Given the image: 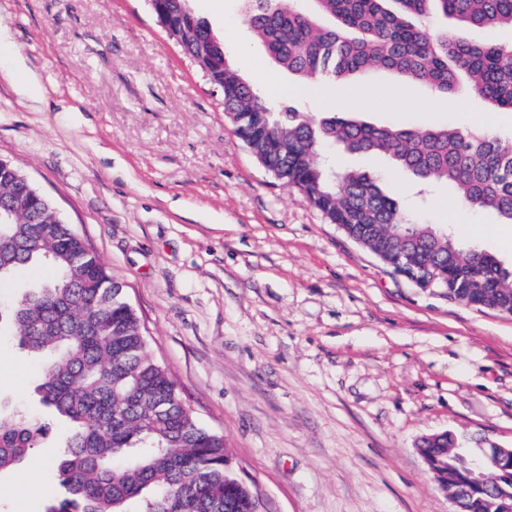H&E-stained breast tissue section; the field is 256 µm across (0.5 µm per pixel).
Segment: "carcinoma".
I'll list each match as a JSON object with an SVG mask.
<instances>
[{
  "label": "carcinoma",
  "mask_w": 512,
  "mask_h": 512,
  "mask_svg": "<svg viewBox=\"0 0 512 512\" xmlns=\"http://www.w3.org/2000/svg\"><path fill=\"white\" fill-rule=\"evenodd\" d=\"M181 2L156 0V10L181 37L182 52L207 63L236 135L275 179L302 191L366 249L451 274L438 280L448 300L512 311V266L437 224L407 219L373 176L338 171L325 155L330 147L384 154L420 185L451 187L462 209L491 211L512 224V135L485 126L375 125L303 113L290 102L273 106L231 66L223 40ZM242 2L266 55L308 87L378 70L436 95L464 89L493 110L512 112V40L476 42L430 28L433 19H450L461 32L512 29V0H312L310 12L295 0ZM0 202L12 210L0 224V282L21 269L49 271L0 306L18 345L42 361L40 402L70 424L55 465L65 496L47 512H255L224 464V437L198 423L166 369L147 354L123 285L7 162L0 165ZM48 431L47 422L0 409V471L23 461ZM419 452L452 463L480 449L460 448L446 433ZM443 489L461 498L464 512H499L498 496L512 497V471L492 472L473 488L452 470Z\"/></svg>",
  "instance_id": "cac0c4a2"
}]
</instances>
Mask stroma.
I'll list each match as a JSON object with an SVG mask.
<instances>
[{"label": "stroma", "instance_id": "obj_1", "mask_svg": "<svg viewBox=\"0 0 512 512\" xmlns=\"http://www.w3.org/2000/svg\"><path fill=\"white\" fill-rule=\"evenodd\" d=\"M262 96L379 125L512 133V112L368 72L314 92L266 56L241 0H189ZM0 159L47 195L120 280L197 421L223 435L263 512H454L418 447L512 448V316L451 302L382 264L284 187L235 135L223 95L168 38L146 0H0ZM360 82V83H361ZM361 168L434 224L512 263V224L429 205L376 155ZM41 366L0 335V403L48 417ZM66 435L0 472V512H47ZM43 484L50 495H22Z\"/></svg>", "mask_w": 512, "mask_h": 512}]
</instances>
